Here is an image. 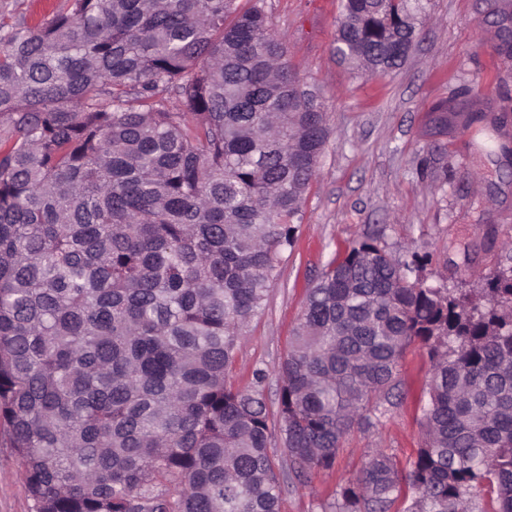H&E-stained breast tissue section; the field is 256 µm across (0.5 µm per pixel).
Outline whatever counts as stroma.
Segmentation results:
<instances>
[{
	"label": "stroma",
	"mask_w": 512,
	"mask_h": 512,
	"mask_svg": "<svg viewBox=\"0 0 512 512\" xmlns=\"http://www.w3.org/2000/svg\"><path fill=\"white\" fill-rule=\"evenodd\" d=\"M71 0H0V25L33 27L69 11ZM288 62L318 88L330 135L305 196L294 243L283 254L262 313L243 339L232 380L251 385L264 371L262 393L276 417L280 366L306 296L335 253L382 230L396 256L430 252L421 275L448 290L480 287V275L508 263L512 241V59L497 55L499 11L512 0H433L430 17L402 68L386 76L354 72L332 48L339 0L318 12L315 0H265ZM484 91L483 120L439 135L440 102L470 111L464 90ZM429 363L418 347L402 362V402L369 431L353 432L332 469L307 486L281 477L280 512H327L341 484L356 479L369 449L386 446L400 460L423 432ZM0 512H33L23 472L0 430Z\"/></svg>",
	"instance_id": "35a3bbf8"
}]
</instances>
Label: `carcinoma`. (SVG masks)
Returning a JSON list of instances; mask_svg holds the SVG:
<instances>
[{"instance_id": "obj_1", "label": "carcinoma", "mask_w": 512, "mask_h": 512, "mask_svg": "<svg viewBox=\"0 0 512 512\" xmlns=\"http://www.w3.org/2000/svg\"><path fill=\"white\" fill-rule=\"evenodd\" d=\"M432 0H340L336 58L399 69ZM263 0H72L0 36V424L34 512H279L264 374L230 382L329 137ZM368 235L309 289L279 373L301 486L402 398L423 437L369 451L334 512H512V267L480 293Z\"/></svg>"}]
</instances>
